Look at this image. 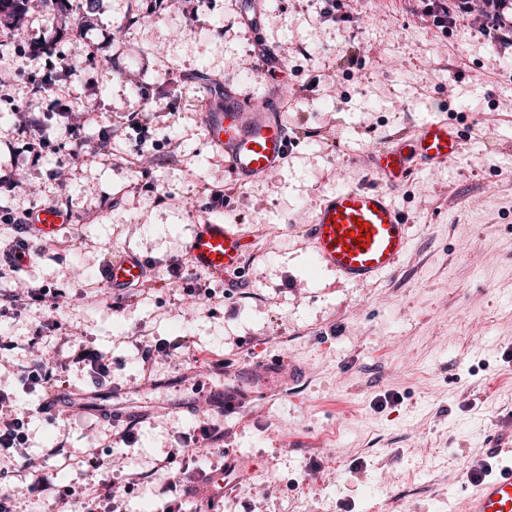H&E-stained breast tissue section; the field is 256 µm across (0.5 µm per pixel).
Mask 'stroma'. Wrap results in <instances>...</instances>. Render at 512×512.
<instances>
[{
  "label": "stroma",
  "instance_id": "35a3bbf8",
  "mask_svg": "<svg viewBox=\"0 0 512 512\" xmlns=\"http://www.w3.org/2000/svg\"><path fill=\"white\" fill-rule=\"evenodd\" d=\"M323 0H96L92 10L29 0L23 25L0 47V141L14 138L17 107L38 113L47 145L38 163L0 151L17 188L0 186V208L53 205L71 214L69 236L24 267L32 287L64 289L66 316L50 331L47 356L64 359L68 338L112 360L105 384L69 370L77 388L106 405L149 401L135 439L112 443L115 483H163L154 464L177 439L206 423L224 429V448L195 451L197 480L224 488L223 512H454L473 489L471 466L512 465V57L482 29L481 10L435 27L421 0H351L352 16L326 21ZM259 12L260 40L284 64L283 117L296 139L279 171L238 185L207 141L197 98L208 81H248L244 15ZM54 33L75 70L62 77L73 112L95 104L89 142L111 131L109 154L73 162L59 144L62 117L31 93L28 74L45 73L32 44ZM135 112L165 155L140 174L129 163ZM464 134L462 154L420 171L393 193L410 221L399 268L350 283L313 259L304 226L335 188L373 180L370 154L409 139L427 119ZM228 202L206 208L203 189ZM212 216L238 225L243 286L222 301L187 295L214 284L189 267L152 279L124 310L108 308L106 260L131 252L161 271L184 253L195 224ZM14 281L0 280V331L14 337L15 362L28 355L38 306L4 305ZM185 340L181 362L144 375L138 342ZM287 357L302 379L240 412L183 414L181 405L224 382L225 363ZM0 389L29 415L22 454L37 458L57 438L87 448L104 431L86 416L51 421L38 391L0 367Z\"/></svg>",
  "mask_w": 512,
  "mask_h": 512
}]
</instances>
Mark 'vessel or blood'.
Wrapping results in <instances>:
<instances>
[{
  "label": "vessel or blood",
  "instance_id": "b4317fda",
  "mask_svg": "<svg viewBox=\"0 0 512 512\" xmlns=\"http://www.w3.org/2000/svg\"><path fill=\"white\" fill-rule=\"evenodd\" d=\"M224 106L212 108L214 99ZM285 99L280 88L256 98L241 94L228 81L211 83L199 103L208 141L224 156L232 178L241 184L264 177L278 168L293 144L281 119ZM462 147L459 134L448 122L427 119L411 139L376 148L371 168L383 181L379 187H341L321 202L306 226L315 260L348 281L365 282L393 270L408 247V216L389 197L391 186L409 179L414 171L448 163ZM70 223L59 208L37 209L24 231L30 240L46 242ZM364 232L363 244L352 235ZM191 263L221 279L238 271L243 259L241 235L231 225L206 219L196 224L185 249ZM148 274L144 260L132 253L112 257L103 269L106 288L121 292L140 283ZM232 386L210 394L205 408L218 415L237 412L251 394L236 385L235 371H228ZM459 512H512V467L501 468L476 484L462 501Z\"/></svg>",
  "mask_w": 512,
  "mask_h": 512
}]
</instances>
